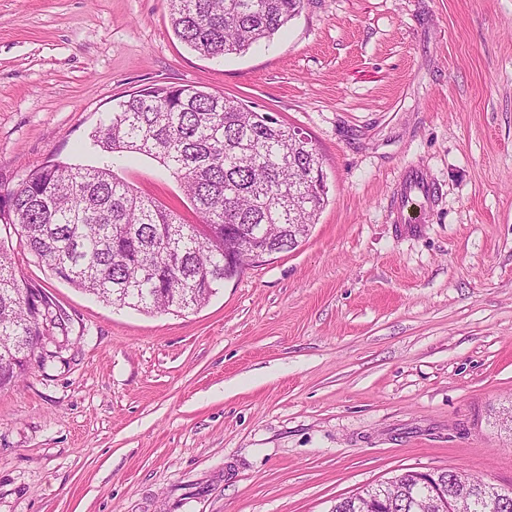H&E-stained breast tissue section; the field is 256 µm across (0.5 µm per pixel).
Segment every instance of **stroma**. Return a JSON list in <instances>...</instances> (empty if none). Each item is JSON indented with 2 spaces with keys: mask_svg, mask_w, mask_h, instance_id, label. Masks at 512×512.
<instances>
[{
  "mask_svg": "<svg viewBox=\"0 0 512 512\" xmlns=\"http://www.w3.org/2000/svg\"><path fill=\"white\" fill-rule=\"evenodd\" d=\"M160 85L300 129L328 203L179 313L88 295L0 223L20 286L63 317L0 389V512H331L409 470L512 485V0H305L215 58L167 0H0V188L102 165L92 131ZM114 172L197 223L156 161ZM418 173L432 194L397 223Z\"/></svg>",
  "mask_w": 512,
  "mask_h": 512,
  "instance_id": "obj_1",
  "label": "stroma"
}]
</instances>
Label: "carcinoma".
Masks as SVG:
<instances>
[{"mask_svg": "<svg viewBox=\"0 0 512 512\" xmlns=\"http://www.w3.org/2000/svg\"><path fill=\"white\" fill-rule=\"evenodd\" d=\"M305 0H168L174 34L202 56L243 54L300 14ZM268 112L191 85L127 95L92 140L118 161L143 155L179 182L200 223L119 180L111 166L48 162L0 199V220L59 279L146 313L205 305L241 266L308 236L328 197L309 139ZM46 297L23 290L0 248V388L21 377L55 323Z\"/></svg>", "mask_w": 512, "mask_h": 512, "instance_id": "1", "label": "carcinoma"}]
</instances>
